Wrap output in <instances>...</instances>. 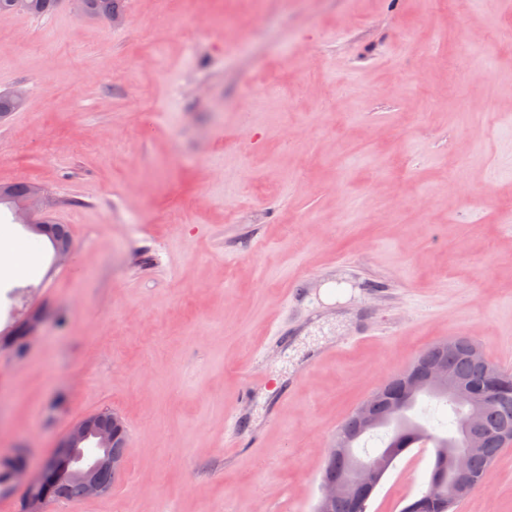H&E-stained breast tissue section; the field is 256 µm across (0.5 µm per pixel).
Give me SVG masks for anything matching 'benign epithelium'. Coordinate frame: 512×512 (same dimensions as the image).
<instances>
[{"instance_id":"1","label":"benign epithelium","mask_w":512,"mask_h":512,"mask_svg":"<svg viewBox=\"0 0 512 512\" xmlns=\"http://www.w3.org/2000/svg\"><path fill=\"white\" fill-rule=\"evenodd\" d=\"M397 378L402 394L387 404L385 413H374L373 396L358 406L355 417L360 432L372 430L383 421L397 417L409 401L424 390L448 393L470 405L467 420L462 427L467 450L448 453V465L461 478L459 493L473 489L475 484L465 478V473L471 452L483 447L484 429L480 405L473 400L472 385L451 379L448 365L441 358L423 367L411 365L398 374ZM104 418L105 414L95 412L72 422L54 442L52 451L40 462L38 469L23 467L14 471L13 488L22 489L28 512H40L44 503L41 491L49 485L77 482L84 486L87 497L111 493L124 472L127 456L112 452L115 439L100 428ZM330 453L349 459V466L337 474L336 478L320 484L316 512H332L335 503L349 497L355 489L362 490L365 496L369 495L380 484L393 462L388 453L375 459L355 458L352 438L346 432L336 435ZM103 471L111 473L112 482L100 481L99 474Z\"/></svg>"}]
</instances>
